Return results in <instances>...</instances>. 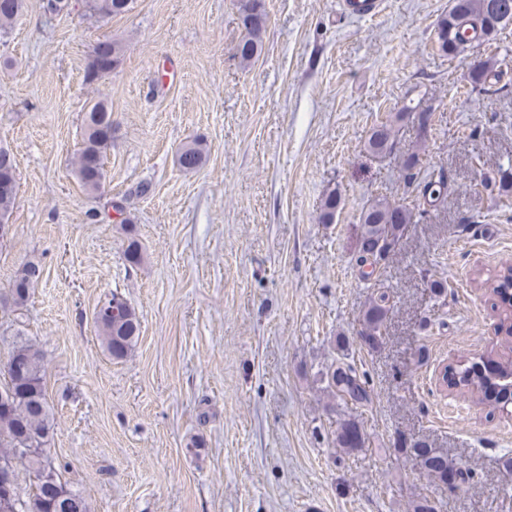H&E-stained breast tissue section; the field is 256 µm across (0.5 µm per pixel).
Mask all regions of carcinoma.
<instances>
[{"mask_svg": "<svg viewBox=\"0 0 512 512\" xmlns=\"http://www.w3.org/2000/svg\"><path fill=\"white\" fill-rule=\"evenodd\" d=\"M132 0H82L84 16L95 20H110L130 10ZM25 0H0V32L9 30L20 18ZM241 22L244 29L238 48L239 63L252 65L263 49V38L269 24V15L262 0H241ZM512 22V0H451L448 13L441 16L435 25V48L448 56H456L488 44L500 26ZM125 54V44L116 39L100 40L88 54L85 78L92 83L98 80V72L105 68L113 71ZM491 67L487 60L479 61L471 68L468 78L472 89L489 91L488 79ZM112 107L103 101L94 102L83 118L84 136L82 145L74 159L75 174L80 186L89 196H101L106 183L104 157L112 147ZM366 148L375 156L393 154L398 148L395 121H381L371 129ZM424 142H419L402 153V169L407 192L415 195L410 205L386 197L375 198L362 206L360 224L356 233L357 259L365 264L381 260L394 254L408 225L414 223L416 213L427 212L448 191V177L444 170H426L419 167ZM205 153V145L193 141L182 146L177 154L178 164L186 169L197 168ZM341 197L331 190L324 196L320 218L330 224L336 215ZM39 266L23 265L15 275L5 299H0L3 309L19 310L30 297V290L39 278L34 272ZM390 313V299L385 291L371 296L362 316L358 332L360 344L378 348L384 338ZM94 328L114 359L128 356L140 336V320L135 309L125 301L112 311L94 314ZM8 360L23 365L25 376L18 381L8 371V365L0 367V402L7 408L0 409V457L15 460L33 474L40 470L48 472L53 484L38 480L32 494L16 499L14 512H90L87 499L77 490L61 481L58 470L46 452L50 435L54 432L55 419L50 412L44 384V356L41 350L29 343L13 348ZM510 364H497L498 373L489 379L483 375L477 362H469L454 369L448 383L469 391L483 402L494 398L498 404L512 402V389L507 383L497 380L499 374L509 373ZM326 390L344 400L367 399L365 383L357 376L355 368L330 365L319 374ZM494 383V389L484 387L486 380ZM336 447L345 454H353L365 446V433L354 418L343 420L336 428ZM402 451L416 460L424 473L433 481L446 485L460 477V467L448 459V454L434 448L426 441L402 444Z\"/></svg>", "mask_w": 512, "mask_h": 512, "instance_id": "carcinoma-1", "label": "carcinoma"}]
</instances>
